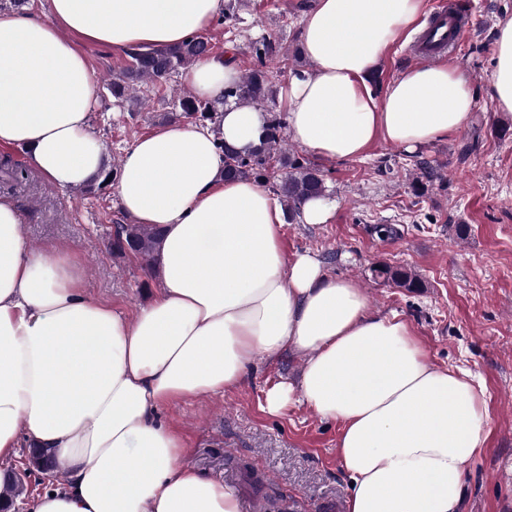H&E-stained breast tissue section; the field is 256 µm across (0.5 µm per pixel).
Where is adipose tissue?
<instances>
[{
    "mask_svg": "<svg viewBox=\"0 0 512 512\" xmlns=\"http://www.w3.org/2000/svg\"><path fill=\"white\" fill-rule=\"evenodd\" d=\"M424 0H315L301 43L313 68L282 94L291 138L317 157H363L379 139L412 153L468 124V78L417 66L376 99L368 77L413 28ZM224 0H48L0 10V148L62 188L104 167L88 130L92 75L77 40L124 51L201 33ZM494 109L512 114V17L496 29ZM239 71L200 60L185 79L218 106L220 135L195 123L138 138L123 155L118 204L162 228L161 287L127 318L90 298L73 255L28 247L23 213L0 198V457L47 449L65 480L32 512H240L235 492L184 461L157 409L230 392L257 357L305 354L298 385L268 389L339 423L347 512H461L464 477L483 448L484 387L470 371L427 363L410 324L377 316L355 282L328 278L308 253L286 257L285 213L254 180L224 179L217 140L259 143L264 115L225 102Z\"/></svg>",
    "mask_w": 512,
    "mask_h": 512,
    "instance_id": "obj_1",
    "label": "adipose tissue"
}]
</instances>
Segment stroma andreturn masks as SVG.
<instances>
[{"label": "stroma", "instance_id": "35a3bbf8", "mask_svg": "<svg viewBox=\"0 0 512 512\" xmlns=\"http://www.w3.org/2000/svg\"><path fill=\"white\" fill-rule=\"evenodd\" d=\"M314 0H240L234 30L213 24L204 32L214 55L235 57L240 72L253 66L251 41L270 36L288 51L278 86L310 66L299 53L301 21ZM466 31L447 60L466 72L475 96L467 128L413 153L376 141L352 160H320L326 197L334 207L327 223L284 224L287 256H316L328 276L363 288L371 311L407 320L428 363L471 371L484 385L486 441L465 478L462 512H512V118L490 101L498 22L512 16V0H463ZM416 34L391 44L376 68L377 93L413 67ZM94 83L91 132L105 149L106 165L120 163L135 140L160 127L172 111L183 76L148 104H114L105 80L125 65V52L80 43ZM432 177H425V169ZM422 182L421 195L412 185ZM0 196L24 215L32 249L53 248L80 258L91 298L112 303L127 316L148 305L161 283L152 262L112 251L115 224L126 223L114 186L80 193L48 183L36 171L23 181L0 175ZM391 224L382 239L374 225ZM378 265L403 267L423 286L409 292L376 277ZM301 358L288 351L256 368L236 390L188 398L160 407L157 417L177 427L185 461L224 482L239 497L241 512H319L345 505L349 480L337 452L339 424L303 403L281 414L265 411L267 390L297 380Z\"/></svg>", "mask_w": 512, "mask_h": 512}]
</instances>
